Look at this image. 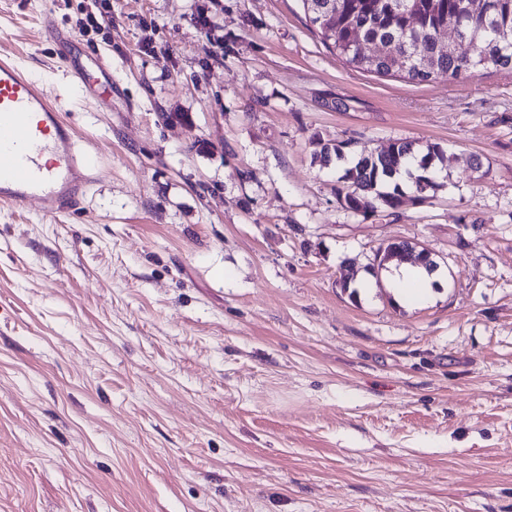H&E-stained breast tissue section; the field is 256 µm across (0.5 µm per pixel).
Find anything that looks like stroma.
Listing matches in <instances>:
<instances>
[{
  "mask_svg": "<svg viewBox=\"0 0 512 512\" xmlns=\"http://www.w3.org/2000/svg\"><path fill=\"white\" fill-rule=\"evenodd\" d=\"M0 53L99 161L0 210V512H512V72H363L301 0H0ZM400 138L439 188L342 208L322 146ZM396 288L403 295L423 296L437 288L440 276L437 271H429L424 266H401L392 275Z\"/></svg>",
  "mask_w": 512,
  "mask_h": 512,
  "instance_id": "35a3bbf8",
  "label": "stroma"
}]
</instances>
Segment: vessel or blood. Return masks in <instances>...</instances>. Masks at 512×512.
I'll list each match as a JSON object with an SVG mask.
<instances>
[{"instance_id":"vessel-or-blood-1","label":"vessel or blood","mask_w":512,"mask_h":512,"mask_svg":"<svg viewBox=\"0 0 512 512\" xmlns=\"http://www.w3.org/2000/svg\"><path fill=\"white\" fill-rule=\"evenodd\" d=\"M96 172L65 122L57 99L12 59L0 57V205L17 209L32 199L72 212Z\"/></svg>"}]
</instances>
